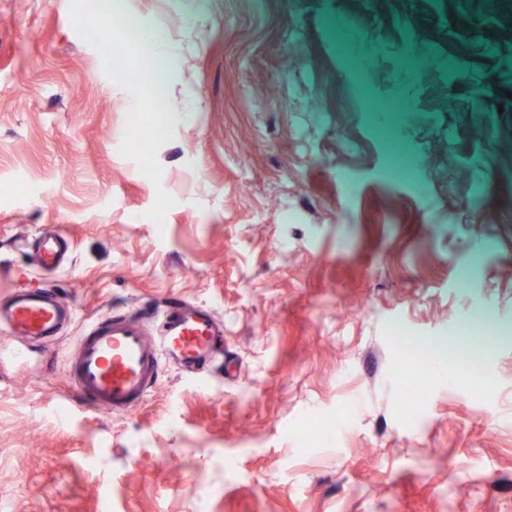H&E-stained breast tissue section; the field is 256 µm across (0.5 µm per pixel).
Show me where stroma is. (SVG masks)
<instances>
[{
	"mask_svg": "<svg viewBox=\"0 0 512 512\" xmlns=\"http://www.w3.org/2000/svg\"><path fill=\"white\" fill-rule=\"evenodd\" d=\"M130 15L173 50L163 98ZM507 26L512 0H0V302L75 311L0 357V504L512 512ZM49 229L54 275L17 244ZM172 299L223 318L233 373L165 365L140 407L85 408L78 336ZM478 319L479 370L428 366L410 413L407 345ZM69 250L67 238L60 232L47 231L39 237L37 263L43 269L59 271Z\"/></svg>",
	"mask_w": 512,
	"mask_h": 512,
	"instance_id": "35a3bbf8",
	"label": "stroma"
}]
</instances>
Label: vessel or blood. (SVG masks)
<instances>
[{
  "instance_id": "vessel-or-blood-1",
  "label": "vessel or blood",
  "mask_w": 512,
  "mask_h": 512,
  "mask_svg": "<svg viewBox=\"0 0 512 512\" xmlns=\"http://www.w3.org/2000/svg\"><path fill=\"white\" fill-rule=\"evenodd\" d=\"M68 250L64 235L45 232L39 238L37 263L61 270ZM162 314L156 332L147 326L145 315L115 313L80 336L67 356V375L86 405L113 416L126 414L146 399L164 362L187 375L223 366L224 322L212 309L177 301ZM72 318V309L45 288L15 289L8 308H0V326L21 342L12 352L18 360L25 355L24 343L57 336Z\"/></svg>"
}]
</instances>
